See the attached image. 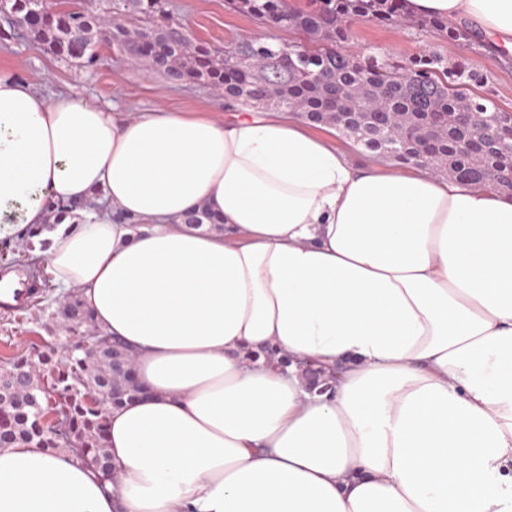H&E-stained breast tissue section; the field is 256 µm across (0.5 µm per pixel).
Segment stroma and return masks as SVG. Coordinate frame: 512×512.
I'll return each instance as SVG.
<instances>
[{"label": "stroma", "instance_id": "35a3bbf8", "mask_svg": "<svg viewBox=\"0 0 512 512\" xmlns=\"http://www.w3.org/2000/svg\"><path fill=\"white\" fill-rule=\"evenodd\" d=\"M164 8L182 21L200 42L220 49L240 39L258 36L263 26L233 9L227 0H165ZM350 46L361 53L375 52L406 64L421 53L443 60L465 61L469 70L483 75L478 96L512 111V67L487 49L410 28L381 27L368 21L352 26ZM0 74L14 75L36 92H63L75 99L106 106L117 104L126 112H143L164 106L183 112H224V99L202 83L175 82L145 68L128 66L118 51L101 48L93 65L66 61L44 52L17 35L0 37ZM31 270L42 281L35 304L19 314L0 313V368L29 357L36 345L65 329L53 316L61 301L57 289L46 282L45 265L33 258L25 239L0 240V265Z\"/></svg>", "mask_w": 512, "mask_h": 512}]
</instances>
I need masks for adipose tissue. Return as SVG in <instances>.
<instances>
[{
	"label": "adipose tissue",
	"instance_id": "ef3b65f1",
	"mask_svg": "<svg viewBox=\"0 0 512 512\" xmlns=\"http://www.w3.org/2000/svg\"><path fill=\"white\" fill-rule=\"evenodd\" d=\"M406 6L512 53V0ZM35 227L144 394L109 412L110 485L0 448V512H512V198L356 165L286 114L0 75V239Z\"/></svg>",
	"mask_w": 512,
	"mask_h": 512
}]
</instances>
